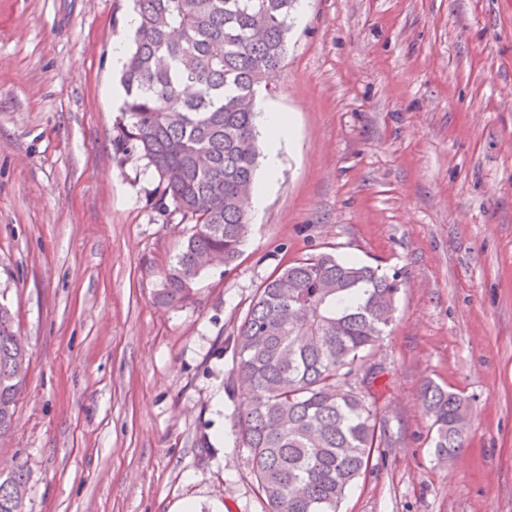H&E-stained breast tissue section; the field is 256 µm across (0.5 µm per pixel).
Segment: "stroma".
I'll return each instance as SVG.
<instances>
[{"label":"stroma","instance_id":"stroma-1","mask_svg":"<svg viewBox=\"0 0 512 512\" xmlns=\"http://www.w3.org/2000/svg\"><path fill=\"white\" fill-rule=\"evenodd\" d=\"M131 0H0V302L29 357L0 436L24 512H266L232 432L226 347L256 289L334 249L401 290L378 366L387 442L340 512H512V0H297L259 94L292 136L241 253L155 295L191 227L115 159ZM460 393L437 461L420 398Z\"/></svg>","mask_w":512,"mask_h":512}]
</instances>
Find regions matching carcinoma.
<instances>
[{"label":"carcinoma","mask_w":512,"mask_h":512,"mask_svg":"<svg viewBox=\"0 0 512 512\" xmlns=\"http://www.w3.org/2000/svg\"><path fill=\"white\" fill-rule=\"evenodd\" d=\"M132 2L112 148L152 170L159 216L192 225L156 295L183 306L208 271L200 260L231 266L248 231L244 199L261 157L256 96L285 58L295 0ZM398 292L397 276L333 252L298 258L256 289L228 341L225 389L247 401L236 442L268 512H338L385 443L376 370L358 372L393 322ZM26 373V349L0 304V435L13 426L7 406ZM422 401L436 460L446 461L463 446L466 400L429 381ZM26 485L21 465L0 479V512H23L17 488Z\"/></svg>","instance_id":"1"}]
</instances>
